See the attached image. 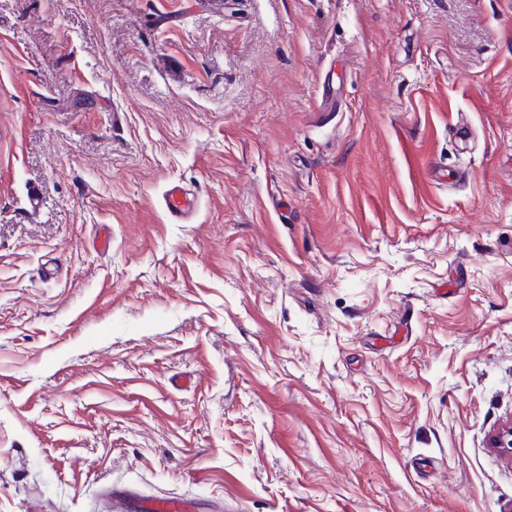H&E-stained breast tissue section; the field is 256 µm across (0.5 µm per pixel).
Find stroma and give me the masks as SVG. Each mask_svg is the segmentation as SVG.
<instances>
[{"instance_id": "stroma-1", "label": "stroma", "mask_w": 512, "mask_h": 512, "mask_svg": "<svg viewBox=\"0 0 512 512\" xmlns=\"http://www.w3.org/2000/svg\"><path fill=\"white\" fill-rule=\"evenodd\" d=\"M511 418L512 0H0V512H512ZM166 209L174 221L188 224L197 208V197L181 185L172 186L164 197ZM489 446L512 462V419L493 432L489 438ZM129 497L126 491L112 490V502L120 510L118 512H186L188 507L185 501L172 498L142 502L130 500Z\"/></svg>"}]
</instances>
